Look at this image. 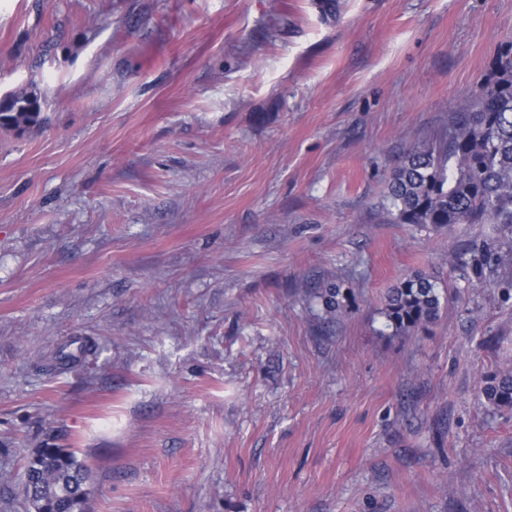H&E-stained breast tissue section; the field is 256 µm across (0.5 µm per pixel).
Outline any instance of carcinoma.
I'll return each mask as SVG.
<instances>
[{
	"mask_svg": "<svg viewBox=\"0 0 512 512\" xmlns=\"http://www.w3.org/2000/svg\"><path fill=\"white\" fill-rule=\"evenodd\" d=\"M38 101L15 94L0 108V127L26 130L40 124ZM463 119L448 137L428 146L410 145L392 170L384 209L395 224L512 225V40L504 42L493 68L462 106ZM440 294L430 276L412 275L389 291L385 317L395 334L426 329L438 318ZM82 337L55 358L81 361ZM482 397L498 410L512 411V372L486 375ZM88 466L68 448H46L24 459L26 501L47 512H85L90 496Z\"/></svg>",
	"mask_w": 512,
	"mask_h": 512,
	"instance_id": "obj_1",
	"label": "carcinoma"
}]
</instances>
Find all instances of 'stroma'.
Returning a JSON list of instances; mask_svg holds the SVG:
<instances>
[{"mask_svg": "<svg viewBox=\"0 0 512 512\" xmlns=\"http://www.w3.org/2000/svg\"><path fill=\"white\" fill-rule=\"evenodd\" d=\"M0 0V512L68 448L88 512H512V229L387 221L512 0ZM432 276L437 322L386 296ZM340 286L336 313L321 292ZM72 336L96 350L55 373ZM32 98L34 97L14 94L9 104L1 106L0 127L26 130L38 126L41 122L39 103ZM440 294L430 276L412 275L389 291L385 317L395 335L427 329L438 318ZM480 393L496 409L512 411V372L495 371L486 375Z\"/></svg>", "mask_w": 512, "mask_h": 512, "instance_id": "1", "label": "stroma"}]
</instances>
